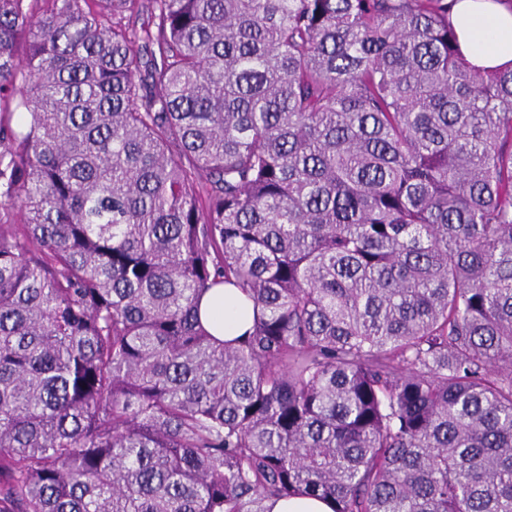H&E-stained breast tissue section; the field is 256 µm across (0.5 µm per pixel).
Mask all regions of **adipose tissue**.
I'll list each match as a JSON object with an SVG mask.
<instances>
[{
    "instance_id": "obj_1",
    "label": "adipose tissue",
    "mask_w": 512,
    "mask_h": 512,
    "mask_svg": "<svg viewBox=\"0 0 512 512\" xmlns=\"http://www.w3.org/2000/svg\"><path fill=\"white\" fill-rule=\"evenodd\" d=\"M450 20L472 65L491 69L512 61V10L500 0H456ZM198 316L217 340L230 341L250 328L253 305L239 288L219 284L201 297Z\"/></svg>"
}]
</instances>
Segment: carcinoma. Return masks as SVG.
I'll return each instance as SVG.
<instances>
[{"instance_id":"1","label":"carcinoma","mask_w":512,"mask_h":512,"mask_svg":"<svg viewBox=\"0 0 512 512\" xmlns=\"http://www.w3.org/2000/svg\"><path fill=\"white\" fill-rule=\"evenodd\" d=\"M455 2L0 0V512H512V65ZM198 316L217 340L230 341L252 325L253 305L239 288L219 284L200 298ZM271 512H332L329 500L315 497H292L270 503Z\"/></svg>"}]
</instances>
